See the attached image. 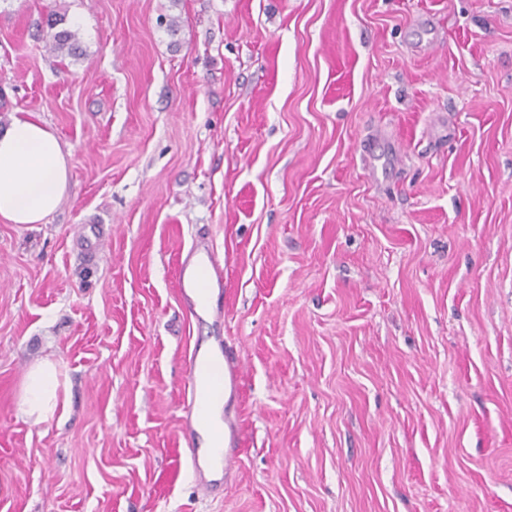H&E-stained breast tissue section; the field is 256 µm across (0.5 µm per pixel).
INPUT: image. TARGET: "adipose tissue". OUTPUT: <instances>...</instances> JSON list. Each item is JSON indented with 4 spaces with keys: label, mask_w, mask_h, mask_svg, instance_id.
<instances>
[{
    "label": "adipose tissue",
    "mask_w": 512,
    "mask_h": 512,
    "mask_svg": "<svg viewBox=\"0 0 512 512\" xmlns=\"http://www.w3.org/2000/svg\"><path fill=\"white\" fill-rule=\"evenodd\" d=\"M69 167L57 136L32 113H16L0 131V218L40 224L57 210L68 188ZM58 378L52 361L28 374L19 404L22 417L42 422L57 410Z\"/></svg>",
    "instance_id": "obj_1"
}]
</instances>
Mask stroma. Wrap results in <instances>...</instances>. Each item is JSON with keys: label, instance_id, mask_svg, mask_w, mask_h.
Returning <instances> with one entry per match:
<instances>
[{"label": "stroma", "instance_id": "obj_1", "mask_svg": "<svg viewBox=\"0 0 512 512\" xmlns=\"http://www.w3.org/2000/svg\"><path fill=\"white\" fill-rule=\"evenodd\" d=\"M18 112L69 182L0 220V512H512V0H0ZM203 330L246 367L215 498L178 465ZM45 358L62 408L22 420ZM64 19L54 12H49L46 19V47L57 57L78 58L82 53L80 37L77 31L60 27ZM177 281L179 293L190 306L192 316L198 318L208 307L200 299L217 291V296L224 294V267L206 248L195 247L177 264ZM194 293L198 299L190 294ZM208 311V310H207Z\"/></svg>", "mask_w": 512, "mask_h": 512}]
</instances>
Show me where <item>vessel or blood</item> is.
I'll return each mask as SVG.
<instances>
[{"label":"vessel or blood","mask_w":512,"mask_h":512,"mask_svg":"<svg viewBox=\"0 0 512 512\" xmlns=\"http://www.w3.org/2000/svg\"><path fill=\"white\" fill-rule=\"evenodd\" d=\"M177 281L180 295L188 299L191 315L198 317L206 310L205 297L223 291L224 269L211 252L196 247L178 262ZM242 374L241 365L235 364L232 350L220 336L215 337L209 347L195 348L181 370L186 406L179 435L180 463L191 471L198 493L204 496L223 490L224 479L211 456L201 450L198 429L202 423H209L222 443V460L228 461L237 455V424L224 416L207 421L203 415L209 412L208 400L214 397L216 390H239Z\"/></svg>","instance_id":"vessel-or-blood-1"}]
</instances>
